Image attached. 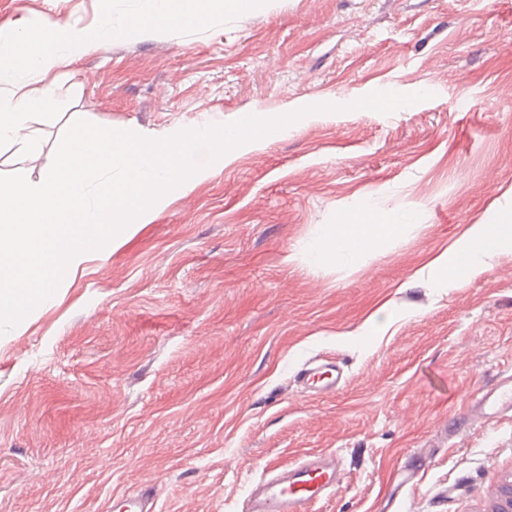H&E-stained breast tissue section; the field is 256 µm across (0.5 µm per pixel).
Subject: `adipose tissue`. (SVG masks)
Returning a JSON list of instances; mask_svg holds the SVG:
<instances>
[{"label":"adipose tissue","instance_id":"obj_1","mask_svg":"<svg viewBox=\"0 0 512 512\" xmlns=\"http://www.w3.org/2000/svg\"><path fill=\"white\" fill-rule=\"evenodd\" d=\"M248 0H159V12L137 17L120 28V36H135L176 24L199 23L212 12H236ZM110 28L89 30L67 23L53 28L29 27L0 35V79L20 72L43 74L74 61L97 43L112 35ZM56 98L50 90L24 93L0 99V143L9 144L15 153L36 159V138L28 120L47 115L55 109ZM404 225L378 211L342 215L337 223L325 225L322 235L307 256L310 264L332 266L368 253L386 239L398 237ZM506 229L500 224H473L448 248L430 256L419 274L435 288L454 289L465 280L481 274L492 253L506 246Z\"/></svg>","mask_w":512,"mask_h":512}]
</instances>
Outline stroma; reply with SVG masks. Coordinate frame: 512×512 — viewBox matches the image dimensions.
Here are the masks:
<instances>
[{
	"instance_id": "stroma-1",
	"label": "stroma",
	"mask_w": 512,
	"mask_h": 512,
	"mask_svg": "<svg viewBox=\"0 0 512 512\" xmlns=\"http://www.w3.org/2000/svg\"><path fill=\"white\" fill-rule=\"evenodd\" d=\"M153 0H0V29L121 27ZM35 181L76 119L167 138L313 112L204 167L0 335V512H241L270 467L332 452L312 512H487L512 475V413L480 399L512 375V254L443 293L415 276L472 224L512 225V0H250L115 37L45 76ZM375 91L425 93L384 114ZM325 111H318V104ZM374 209L407 231L322 270L323 225ZM387 320L359 330L373 314ZM333 359L326 395L296 382ZM413 471L412 484L398 476ZM120 512H153L154 501L150 489L124 493L119 498Z\"/></svg>"
}]
</instances>
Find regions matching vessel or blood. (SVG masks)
Instances as JSON below:
<instances>
[{"mask_svg":"<svg viewBox=\"0 0 512 512\" xmlns=\"http://www.w3.org/2000/svg\"><path fill=\"white\" fill-rule=\"evenodd\" d=\"M302 379L323 392L335 390L340 374L332 363L304 368ZM486 418H496L512 410V379H505L479 402ZM338 477L332 460H304L293 465L273 467L250 494L246 512H311L312 505L335 490ZM120 512H153L151 490L124 493L119 499Z\"/></svg>","mask_w":512,"mask_h":512,"instance_id":"1","label":"vessel or blood"}]
</instances>
